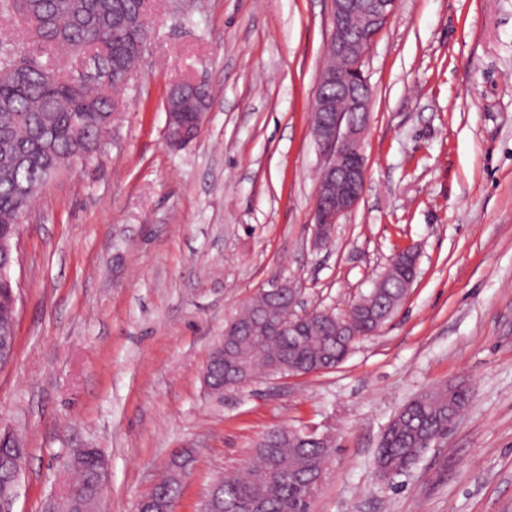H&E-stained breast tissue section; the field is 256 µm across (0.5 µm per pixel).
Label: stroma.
Returning a JSON list of instances; mask_svg holds the SVG:
<instances>
[{
  "instance_id": "obj_1",
  "label": "stroma",
  "mask_w": 512,
  "mask_h": 512,
  "mask_svg": "<svg viewBox=\"0 0 512 512\" xmlns=\"http://www.w3.org/2000/svg\"><path fill=\"white\" fill-rule=\"evenodd\" d=\"M155 32L112 141L37 194L19 226L0 426L28 450L14 512H44L69 455L107 465L97 512H134L192 449L179 512L274 426L329 435L310 512H512V0H398L369 49L365 192L312 244L322 164L311 108L330 0H148ZM210 103L169 147L165 101ZM418 251L394 317L335 370L215 394L224 325L276 279L300 310L344 313ZM472 391L445 437L379 480L381 434L443 383Z\"/></svg>"
}]
</instances>
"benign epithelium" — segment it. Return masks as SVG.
Segmentation results:
<instances>
[{"instance_id": "obj_1", "label": "benign epithelium", "mask_w": 512, "mask_h": 512, "mask_svg": "<svg viewBox=\"0 0 512 512\" xmlns=\"http://www.w3.org/2000/svg\"><path fill=\"white\" fill-rule=\"evenodd\" d=\"M397 0H332V33L315 92L312 129L324 159L313 204L314 243L360 201L366 186L362 133L372 107L363 63Z\"/></svg>"}]
</instances>
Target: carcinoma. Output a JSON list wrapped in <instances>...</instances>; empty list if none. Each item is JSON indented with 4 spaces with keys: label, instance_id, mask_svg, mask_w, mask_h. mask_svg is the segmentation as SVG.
I'll return each mask as SVG.
<instances>
[{
    "label": "carcinoma",
    "instance_id": "cac0c4a2",
    "mask_svg": "<svg viewBox=\"0 0 512 512\" xmlns=\"http://www.w3.org/2000/svg\"><path fill=\"white\" fill-rule=\"evenodd\" d=\"M0 14L21 24L25 41L0 40V236L18 233V218L52 177L73 162H85L102 148L112 128L113 113L121 109L116 93L120 81L143 59L153 22L143 0H0ZM54 52L77 59H97L102 75L59 68L41 57ZM202 89L183 112L187 130L207 108ZM408 261L401 258L380 276L381 287L352 303L346 313L329 318L319 310L305 319L300 335L290 336L271 325L288 318V293L267 288L224 328V357L207 361L209 386L239 385L246 377L306 374L340 365L354 344L376 333L387 321L389 308H399L407 295ZM15 289L10 268L0 267V336L15 333ZM470 392L460 385H437L406 404L384 432L376 463L401 468L414 464L425 441L469 403ZM321 444L301 442L287 427L270 428L258 443L247 472L219 480L224 487L220 512H309L304 482L324 467ZM27 450L18 438L0 441V497L9 493L3 460L25 461ZM101 456L95 448L82 452L77 480L87 493L78 500L63 498L56 512H92L96 500ZM182 484L168 475L142 497L179 501Z\"/></svg>",
    "mask_w": 512,
    "mask_h": 512
}]
</instances>
